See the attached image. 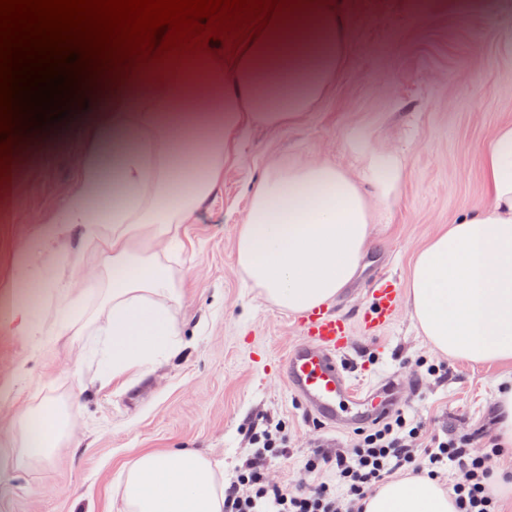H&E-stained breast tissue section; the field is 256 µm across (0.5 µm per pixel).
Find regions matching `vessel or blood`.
<instances>
[{
	"mask_svg": "<svg viewBox=\"0 0 512 512\" xmlns=\"http://www.w3.org/2000/svg\"><path fill=\"white\" fill-rule=\"evenodd\" d=\"M305 334L279 362L289 390L318 421L335 427L367 425L388 415L397 404L398 378L367 391L356 390L338 357L348 343L343 322L312 314Z\"/></svg>",
	"mask_w": 512,
	"mask_h": 512,
	"instance_id": "obj_1",
	"label": "vessel or blood"
}]
</instances>
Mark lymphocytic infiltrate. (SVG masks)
Listing matches in <instances>:
<instances>
[{
	"instance_id": "obj_1",
	"label": "lymphocytic infiltrate",
	"mask_w": 512,
	"mask_h": 512,
	"mask_svg": "<svg viewBox=\"0 0 512 512\" xmlns=\"http://www.w3.org/2000/svg\"><path fill=\"white\" fill-rule=\"evenodd\" d=\"M249 443L224 486V512H362L367 495L398 474L451 476L458 512H500L487 484L500 455L493 435L434 432L404 408L357 429L348 450L333 456L312 451L303 464V484L266 479L264 461L288 455L281 423L269 421L251 430Z\"/></svg>"
}]
</instances>
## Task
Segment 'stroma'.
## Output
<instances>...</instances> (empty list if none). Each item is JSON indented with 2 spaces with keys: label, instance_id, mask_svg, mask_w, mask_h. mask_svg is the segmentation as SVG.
Returning a JSON list of instances; mask_svg holds the SVG:
<instances>
[{
  "label": "stroma",
  "instance_id": "1",
  "mask_svg": "<svg viewBox=\"0 0 512 512\" xmlns=\"http://www.w3.org/2000/svg\"><path fill=\"white\" fill-rule=\"evenodd\" d=\"M348 52L321 105L299 126L259 130L246 158L224 171L208 205L182 225L173 268L182 301L173 311L184 352L109 380L96 360L104 346L100 299L80 267L97 249L71 235L48 243L42 229L75 177L84 129L69 121L28 131L33 154L15 155L0 188V435L21 410L56 404L72 412L76 438L23 469L0 473V512H125L124 467L146 451H196L223 461L232 477L251 428L284 422L291 456L268 466L272 481L296 483L309 448L344 449L352 430L317 423L289 391L277 365L300 336L298 315L264 301L234 269L233 240L247 188L274 156L345 161L344 142L364 127L386 143H407L405 179L387 224L329 314L348 324L344 362L360 386L398 375L400 404L437 430L492 431L493 382L500 365L453 361L421 336L401 301L373 330L371 290H406L414 252L439 228L478 204L481 150L496 126L512 122V0H346ZM40 257L19 270L17 254ZM57 278L59 287L40 289ZM38 289L33 335L9 329L22 290ZM71 304L69 315L59 309ZM439 366L438 375L427 373Z\"/></svg>",
  "mask_w": 512,
  "mask_h": 512
}]
</instances>
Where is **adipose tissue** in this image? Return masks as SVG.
<instances>
[{
    "label": "adipose tissue",
    "instance_id": "adipose-tissue-1",
    "mask_svg": "<svg viewBox=\"0 0 512 512\" xmlns=\"http://www.w3.org/2000/svg\"><path fill=\"white\" fill-rule=\"evenodd\" d=\"M346 52L344 0L295 13L231 59H192L160 78L144 71L122 80L109 100L90 86L83 62L49 51L51 70L74 81L71 112L86 126L75 182L49 235L78 229L102 254L106 370H137L181 346L172 311L181 284L167 264L181 225L222 186L225 167L253 129L298 124L319 106ZM12 54L15 64L0 74V103L17 126L27 119L15 90L30 51ZM345 151V165L273 158L249 189L235 269L279 309L302 314L333 304L401 191L402 148L356 130ZM481 165L484 198L416 251L408 302L421 334L449 359L511 363L512 122L495 128ZM494 389V435L511 448L512 372L498 376ZM69 434L66 416L25 410L0 448V464L43 459ZM122 498L126 512H224V466L193 451L141 453L125 466ZM364 512L457 509L437 480L394 477L367 498Z\"/></svg>",
    "mask_w": 512,
    "mask_h": 512
}]
</instances>
